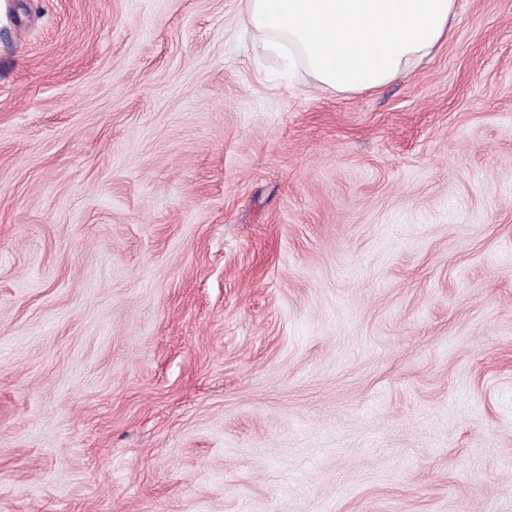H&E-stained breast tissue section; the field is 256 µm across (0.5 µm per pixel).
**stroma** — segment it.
Wrapping results in <instances>:
<instances>
[{"mask_svg": "<svg viewBox=\"0 0 512 512\" xmlns=\"http://www.w3.org/2000/svg\"><path fill=\"white\" fill-rule=\"evenodd\" d=\"M243 0H0V512H512V0L372 92Z\"/></svg>", "mask_w": 512, "mask_h": 512, "instance_id": "obj_1", "label": "stroma"}]
</instances>
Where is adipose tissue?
<instances>
[{
	"instance_id": "obj_1",
	"label": "adipose tissue",
	"mask_w": 512,
	"mask_h": 512,
	"mask_svg": "<svg viewBox=\"0 0 512 512\" xmlns=\"http://www.w3.org/2000/svg\"><path fill=\"white\" fill-rule=\"evenodd\" d=\"M456 0H245L264 49L302 62L324 89L363 92L399 76L449 35Z\"/></svg>"
}]
</instances>
